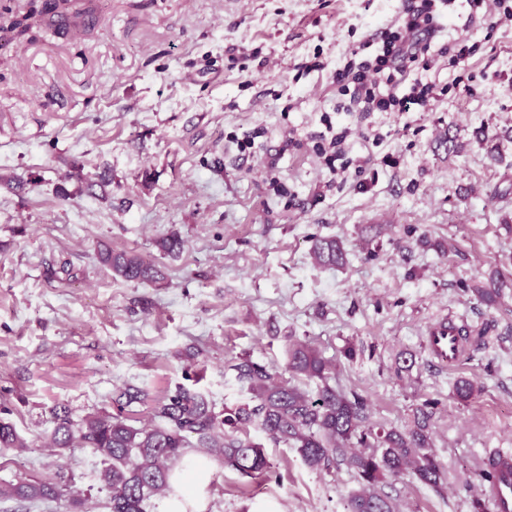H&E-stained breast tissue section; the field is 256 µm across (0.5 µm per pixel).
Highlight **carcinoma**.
Segmentation results:
<instances>
[{"label": "carcinoma", "mask_w": 512, "mask_h": 512, "mask_svg": "<svg viewBox=\"0 0 512 512\" xmlns=\"http://www.w3.org/2000/svg\"><path fill=\"white\" fill-rule=\"evenodd\" d=\"M155 246L175 257L184 241L170 233L156 239ZM312 254L323 267L344 261L334 238L317 240ZM98 260L125 281L154 282L161 275L157 266L132 251L105 248ZM287 354V380H277L267 366L249 358L231 365L251 402L222 413L199 391L184 386L152 398L141 389L126 388L116 395L117 412L112 414L77 418L68 405L58 403L51 408V447L90 448L109 462L93 474L108 492L107 512H147L150 501L166 499L193 512L180 478L202 458L244 477L268 472L263 444L250 436L251 427L274 444L295 450L312 470L329 473L346 467L358 490L349 496L345 512H397L394 502L379 490L388 479L408 475L425 485L440 486L442 472L428 431L434 403L416 408L410 428L378 427L370 422L363 399L350 398L329 384L331 362L317 345L293 342ZM302 376L321 382L316 395L295 383ZM455 395L467 404L477 397L478 388L473 381L461 379ZM144 403L148 404L146 418L139 426L130 424L125 409ZM26 447L15 427L1 421L0 448L20 452ZM62 499L69 501L70 512H88L87 500L61 469L40 481L0 483V502L15 500L49 510Z\"/></svg>", "instance_id": "cac0c4a2"}]
</instances>
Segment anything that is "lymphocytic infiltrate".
Here are the masks:
<instances>
[{
	"mask_svg": "<svg viewBox=\"0 0 512 512\" xmlns=\"http://www.w3.org/2000/svg\"><path fill=\"white\" fill-rule=\"evenodd\" d=\"M438 3L405 0L395 25L381 31L377 43L350 50L336 81L351 102L367 112H420L436 98V84L412 78V71H430L440 57L456 65L472 52L466 39L444 40Z\"/></svg>",
	"mask_w": 512,
	"mask_h": 512,
	"instance_id": "f902f5d3",
	"label": "lymphocytic infiltrate"
}]
</instances>
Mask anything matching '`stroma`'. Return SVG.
<instances>
[{"mask_svg":"<svg viewBox=\"0 0 512 512\" xmlns=\"http://www.w3.org/2000/svg\"><path fill=\"white\" fill-rule=\"evenodd\" d=\"M76 7L0 49V420L28 443L0 450V482L61 466L106 512L100 457L50 451L51 407L110 413L127 386L184 385L233 409L248 400L238 358L281 374L287 344L311 341L372 423L409 426L435 405L441 489L406 477L382 493L400 512H473L486 455L512 449V278L496 307L472 293L512 269V20L468 22L456 0L447 31L475 54L428 72L442 91L426 111L365 114L336 70L402 0ZM329 127L347 130L361 174L322 164L313 140ZM173 231L185 248L169 257L154 242ZM327 237L344 264L314 265ZM103 245L139 252L162 279L113 278ZM445 317L491 341L441 371L423 338ZM462 378L480 390L467 404ZM265 454L273 471L253 478L209 465L197 512H345L358 488L286 446Z\"/></svg>","mask_w":512,"mask_h":512,"instance_id":"stroma-1","label":"stroma"}]
</instances>
